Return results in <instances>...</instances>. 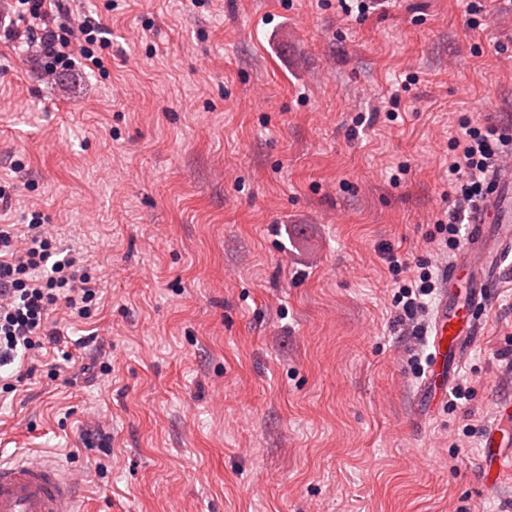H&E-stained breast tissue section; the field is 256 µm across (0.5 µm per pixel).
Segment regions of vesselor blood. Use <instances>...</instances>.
Returning a JSON list of instances; mask_svg holds the SVG:
<instances>
[{
    "instance_id": "vessel-or-blood-1",
    "label": "vessel or blood",
    "mask_w": 512,
    "mask_h": 512,
    "mask_svg": "<svg viewBox=\"0 0 512 512\" xmlns=\"http://www.w3.org/2000/svg\"><path fill=\"white\" fill-rule=\"evenodd\" d=\"M512 254V166L498 170L492 188L472 216V231L444 278L433 315L434 353L424 381L430 398L443 396L463 348L475 334L474 314L484 307L489 284ZM497 427L486 436L485 468L512 472V452L499 450ZM79 489L53 461L0 464V512H80Z\"/></svg>"
}]
</instances>
